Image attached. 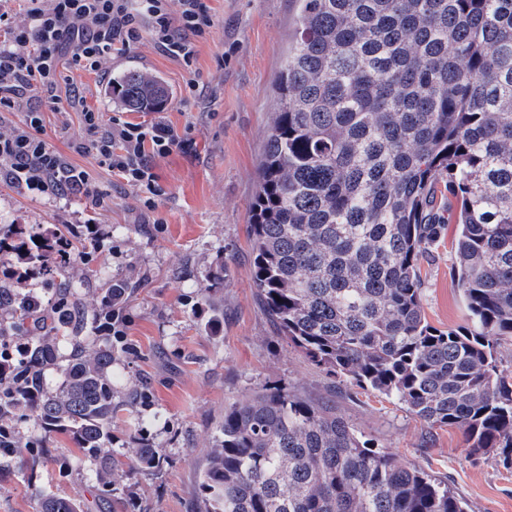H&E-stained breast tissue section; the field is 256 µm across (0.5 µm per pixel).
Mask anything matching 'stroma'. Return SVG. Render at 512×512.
I'll list each match as a JSON object with an SVG mask.
<instances>
[{"mask_svg": "<svg viewBox=\"0 0 512 512\" xmlns=\"http://www.w3.org/2000/svg\"><path fill=\"white\" fill-rule=\"evenodd\" d=\"M211 5L214 25L197 41L198 90L189 89L184 66L157 51L146 36L102 69L74 73L72 84L60 85L56 109H45V140L105 192L101 207L91 208L80 194L32 196L0 171V225H13L11 246L36 233H68L89 218L103 232L93 244L75 239L78 256L64 277L31 280L30 291L47 303L65 286L91 310L104 289L118 283L135 288L122 335L102 334L98 340L120 349L113 366L118 391L141 383L150 399L123 404L112 445L122 447L138 432L168 463L161 472L125 481L124 495L141 512H198L201 465L225 406L261 386L278 385L336 405L375 445L448 483L468 512H512V466L496 451L469 455L458 428L427 425L397 400L320 371L288 344L257 301L249 209L298 3L211 0ZM131 67L167 83L173 99L159 118L194 143L193 152L156 158L161 195L152 212L100 165L94 150L79 154L70 147L80 125L79 114L69 109L73 94L83 96L104 124L144 121V113L114 107L103 92L109 75ZM455 233V225H448L421 263L423 310L429 324L442 331L469 323L450 275ZM46 445L57 458L70 460L71 468L62 480L56 466L41 467V484L93 502L94 512H111V499L88 486V465L77 461L76 449L61 438Z\"/></svg>", "mask_w": 512, "mask_h": 512, "instance_id": "1", "label": "stroma"}]
</instances>
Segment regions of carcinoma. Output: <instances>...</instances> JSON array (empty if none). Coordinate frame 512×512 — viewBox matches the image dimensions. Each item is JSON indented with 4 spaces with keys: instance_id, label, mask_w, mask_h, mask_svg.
Returning a JSON list of instances; mask_svg holds the SVG:
<instances>
[{
    "instance_id": "obj_1",
    "label": "carcinoma",
    "mask_w": 512,
    "mask_h": 512,
    "mask_svg": "<svg viewBox=\"0 0 512 512\" xmlns=\"http://www.w3.org/2000/svg\"><path fill=\"white\" fill-rule=\"evenodd\" d=\"M258 170L249 237L256 295L281 333L327 374L394 397L424 423L458 428L472 454L512 464V0H300L299 28ZM105 93L162 112L157 75L127 70ZM455 224L452 277L470 314L433 328L420 263ZM18 253L50 279L75 260L57 236ZM108 288L89 315L58 289L50 307L8 288L25 330L0 354V478L22 475L39 512H89L45 493L43 441L67 437L86 480L137 512L121 484L166 463L140 434L112 448L120 410L95 320L123 303ZM60 359L61 380L46 371ZM44 435L22 441L14 420ZM203 512H467L448 485L356 433L333 405L265 387L224 408L199 478Z\"/></svg>"
}]
</instances>
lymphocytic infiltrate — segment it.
Wrapping results in <instances>:
<instances>
[{"mask_svg": "<svg viewBox=\"0 0 512 512\" xmlns=\"http://www.w3.org/2000/svg\"><path fill=\"white\" fill-rule=\"evenodd\" d=\"M24 23L10 7H0V112L14 110L20 93L35 89L55 101L70 72L96 71L114 52L150 34L155 47L193 70L195 42L213 26L208 0H27ZM69 106L80 114V131L72 146L93 148L100 165L133 188L147 210H155L160 194L153 171L156 158L192 150V141L164 122H102L99 112L80 97ZM43 110L33 104L25 127L0 137V165L14 184L32 194L63 196L82 193L99 207L104 195L92 188L88 174L69 163L43 137Z\"/></svg>", "mask_w": 512, "mask_h": 512, "instance_id": "f902f5d3", "label": "lymphocytic infiltrate"}]
</instances>
